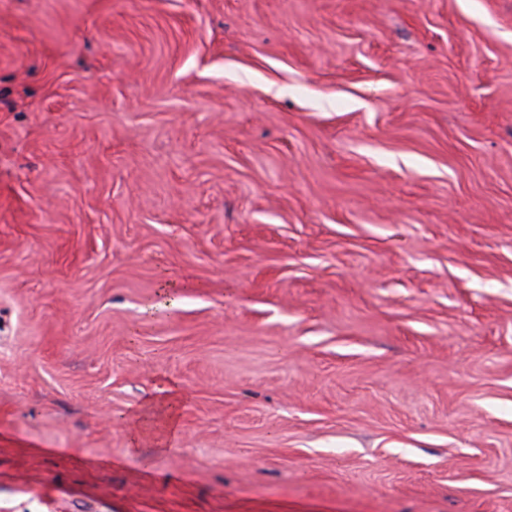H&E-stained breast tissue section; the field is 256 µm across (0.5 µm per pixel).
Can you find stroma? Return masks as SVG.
Instances as JSON below:
<instances>
[{"mask_svg":"<svg viewBox=\"0 0 512 512\" xmlns=\"http://www.w3.org/2000/svg\"><path fill=\"white\" fill-rule=\"evenodd\" d=\"M0 512H512V0H0Z\"/></svg>","mask_w":512,"mask_h":512,"instance_id":"1","label":"stroma"}]
</instances>
